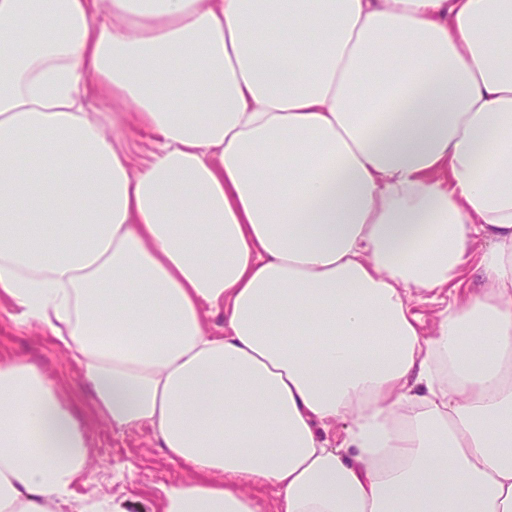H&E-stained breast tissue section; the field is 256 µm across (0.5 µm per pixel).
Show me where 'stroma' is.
I'll use <instances>...</instances> for the list:
<instances>
[{"label": "stroma", "mask_w": 512, "mask_h": 512, "mask_svg": "<svg viewBox=\"0 0 512 512\" xmlns=\"http://www.w3.org/2000/svg\"><path fill=\"white\" fill-rule=\"evenodd\" d=\"M24 359L37 362L49 381L71 393L81 371L34 325L24 324L22 311L12 300L0 298V362ZM90 454L95 462L77 498L62 512H82L87 500L110 498L115 512H157L159 488L190 481V470L171 463L148 429L116 432L100 418L86 420Z\"/></svg>", "instance_id": "obj_1"}]
</instances>
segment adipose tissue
Wrapping results in <instances>:
<instances>
[{"label":"adipose tissue","instance_id":"obj_1","mask_svg":"<svg viewBox=\"0 0 512 512\" xmlns=\"http://www.w3.org/2000/svg\"><path fill=\"white\" fill-rule=\"evenodd\" d=\"M1 296L86 393L0 363V512L86 403L195 471L160 512H512V0H0ZM112 135L127 140L128 147L133 155L141 156L155 148V140L152 133L137 127L122 125L112 130ZM417 298L415 305L418 313L422 315L425 336H430L434 323L438 319L440 312L447 305V301L441 303L437 300H432L431 295L427 293H419Z\"/></svg>","mask_w":512,"mask_h":512}]
</instances>
